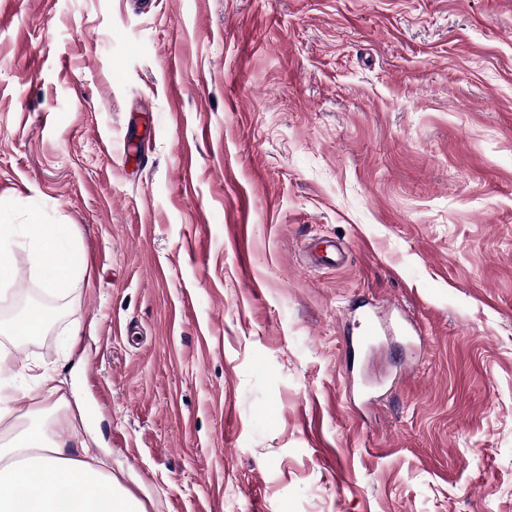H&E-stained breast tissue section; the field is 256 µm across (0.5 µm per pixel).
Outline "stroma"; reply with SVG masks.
Here are the masks:
<instances>
[{"instance_id":"1","label":"stroma","mask_w":512,"mask_h":512,"mask_svg":"<svg viewBox=\"0 0 512 512\" xmlns=\"http://www.w3.org/2000/svg\"><path fill=\"white\" fill-rule=\"evenodd\" d=\"M35 216L82 266L15 249L0 381L146 512H512V0H0ZM360 302L417 333L348 356ZM32 223L30 224L31 238L46 287L51 291L66 290L74 275L75 267L79 264V256L57 247L62 225L39 224L36 218ZM46 315L42 308L31 307L8 321H0V335L8 342L21 345L45 333Z\"/></svg>"}]
</instances>
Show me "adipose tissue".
<instances>
[{"label": "adipose tissue", "mask_w": 512, "mask_h": 512, "mask_svg": "<svg viewBox=\"0 0 512 512\" xmlns=\"http://www.w3.org/2000/svg\"><path fill=\"white\" fill-rule=\"evenodd\" d=\"M31 232L46 287L65 290L79 257L58 248L61 225L35 223ZM38 380L55 405L29 408L0 441V512H146L94 448L67 449L55 431L54 411L66 396L52 375L39 373Z\"/></svg>", "instance_id": "1"}]
</instances>
